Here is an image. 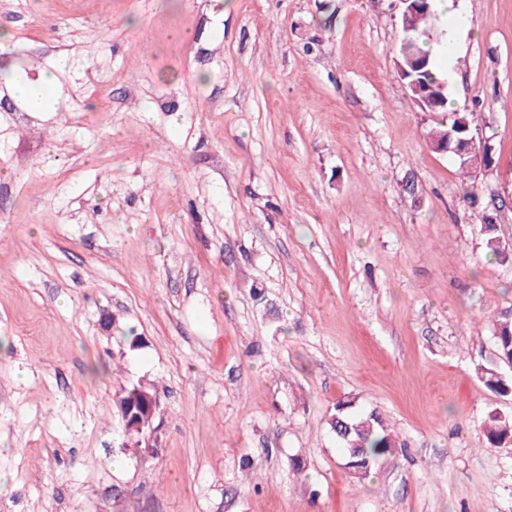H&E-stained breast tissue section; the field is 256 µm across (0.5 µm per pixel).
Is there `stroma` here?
<instances>
[{"label": "stroma", "mask_w": 512, "mask_h": 512, "mask_svg": "<svg viewBox=\"0 0 512 512\" xmlns=\"http://www.w3.org/2000/svg\"><path fill=\"white\" fill-rule=\"evenodd\" d=\"M454 2L440 114L392 0H0V512H512L476 373L512 307V0ZM61 54L27 111L13 74ZM455 112L493 148L468 177L427 139ZM347 397L399 444L362 478ZM28 89L33 90L28 92ZM55 84L53 76H44L43 79L38 83L35 88L29 87L26 83L18 84L16 90L22 94H25L27 99V105L31 112H42L46 102L53 96ZM46 90H51L52 94L49 95ZM484 232V245L487 255H490L499 265L512 266V245L501 243L500 237L497 234V225L493 219H486L483 225ZM156 394L157 393L153 386L146 385L145 383H137L132 385V387H130L123 393V395L120 396L118 400L119 407L120 403H127L130 405V407H133L132 419L134 422H137L141 425V428L137 429L138 432L133 431L132 433V427L129 426V415L125 414L124 411H121L124 421V431L128 437H131V434L132 436L137 437L139 433L143 434L147 432L150 428V422H154L159 406H152L142 400L143 395L156 396ZM154 431L155 428L152 425L149 433L140 435L136 438V440L131 437V439L135 441L134 445L136 447H140L142 442H144L148 446Z\"/></svg>", "instance_id": "1"}]
</instances>
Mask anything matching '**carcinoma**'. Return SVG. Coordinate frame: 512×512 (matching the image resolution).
Instances as JSON below:
<instances>
[{"label":"carcinoma","instance_id":"1","mask_svg":"<svg viewBox=\"0 0 512 512\" xmlns=\"http://www.w3.org/2000/svg\"><path fill=\"white\" fill-rule=\"evenodd\" d=\"M432 15L433 9L430 8L427 13L416 18L402 17L400 23L403 40L414 46L418 54L428 60V65L409 76L408 80L416 82L423 96L434 106V111L445 112L448 97L446 78L438 72L434 60L431 59L432 43L436 41L429 26ZM463 128L469 129L471 134L479 131L470 114L457 113L449 123L431 129L428 132V141L435 149L448 146V153L453 155L457 137L460 136L459 130ZM457 160L460 168L468 171L490 166L493 156L486 151L480 156L459 155ZM483 232L486 253L496 263L512 266V247L501 242L493 219H486ZM494 346L497 366L482 368L481 378L497 396L512 399V311L502 313L497 320ZM145 395H156L154 387L137 383L119 398V402L132 407V419L141 425V428L132 433L134 437L148 431L150 422L155 420L158 411V406L143 401ZM328 425L340 444L345 467L361 478L369 474L381 458L392 455L396 449L395 438L380 415L375 411L367 414L354 412L351 400L336 402L334 412L329 416ZM483 430L487 442L492 445L512 441V416L493 410L489 412Z\"/></svg>","mask_w":512,"mask_h":512}]
</instances>
